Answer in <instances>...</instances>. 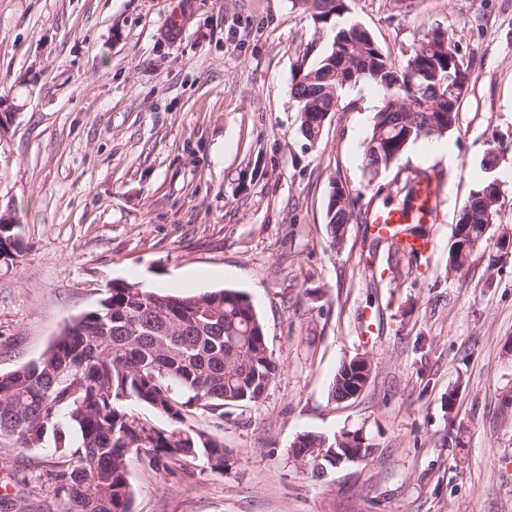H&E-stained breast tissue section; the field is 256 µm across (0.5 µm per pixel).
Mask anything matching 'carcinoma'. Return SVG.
Masks as SVG:
<instances>
[{
	"mask_svg": "<svg viewBox=\"0 0 512 512\" xmlns=\"http://www.w3.org/2000/svg\"><path fill=\"white\" fill-rule=\"evenodd\" d=\"M316 23L331 27L330 49L300 71L291 89L300 129L309 140L310 113L336 110L341 92L368 83L383 91L364 145L372 176L399 165L407 147L448 133L442 116L459 115L471 61L459 53L453 33L433 29L397 65L369 32L342 17L337 0H293ZM491 180L477 185L455 224L448 266L461 243L488 242L499 203L483 197ZM355 205L326 210L332 247L344 240ZM64 328L35 360L0 373V435L20 450L48 448L58 459L50 473L61 512H132L134 488L127 459L141 456L156 471L204 459L221 472L224 442L194 425L198 415L224 419V408L263 401L279 364L269 351L263 324L249 297L222 289L195 296L157 293L136 283L112 285L94 309ZM349 393L345 368L331 386L337 401ZM142 404L161 416L152 425L127 410ZM305 454L316 475L334 466Z\"/></svg>",
	"mask_w": 512,
	"mask_h": 512,
	"instance_id": "carcinoma-1",
	"label": "carcinoma"
}]
</instances>
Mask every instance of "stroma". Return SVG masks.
I'll return each mask as SVG.
<instances>
[{"mask_svg": "<svg viewBox=\"0 0 512 512\" xmlns=\"http://www.w3.org/2000/svg\"><path fill=\"white\" fill-rule=\"evenodd\" d=\"M347 19L395 61L434 28L476 60L449 159L408 146L370 177L363 142L381 99L346 87L320 138L291 97L328 26L292 0H0V212L19 252L0 264V373L39 357L124 281L172 295L234 289L251 300L280 367L259 405L228 407L224 471L155 472L128 460L133 512H512V0H346ZM438 177L432 248L394 264L365 223L332 248V184L367 209L397 175ZM503 206L478 250L448 269L471 190ZM368 356L356 398L330 395L343 361ZM360 431L373 448L311 477L300 434ZM46 448L0 436V498L59 512Z\"/></svg>", "mask_w": 512, "mask_h": 512, "instance_id": "obj_1", "label": "stroma"}]
</instances>
